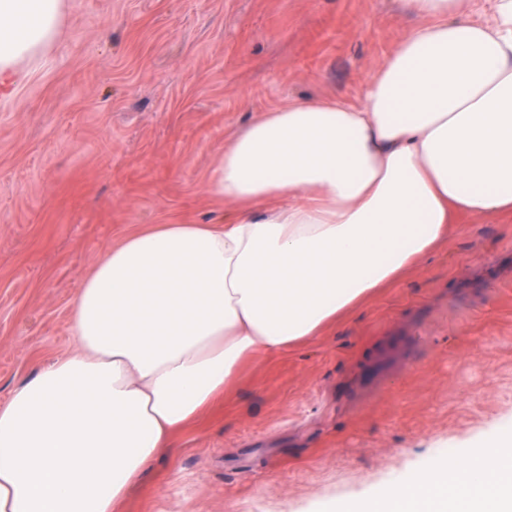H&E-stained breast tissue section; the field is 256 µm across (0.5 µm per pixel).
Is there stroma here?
I'll list each match as a JSON object with an SVG mask.
<instances>
[{"mask_svg": "<svg viewBox=\"0 0 512 512\" xmlns=\"http://www.w3.org/2000/svg\"><path fill=\"white\" fill-rule=\"evenodd\" d=\"M401 0H64L0 99V404L70 351L82 276L126 235L217 224L207 185L260 113L360 98ZM512 426V221L462 217L400 281L174 439L125 512H332Z\"/></svg>", "mask_w": 512, "mask_h": 512, "instance_id": "stroma-1", "label": "stroma"}]
</instances>
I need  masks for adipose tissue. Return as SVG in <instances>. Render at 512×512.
<instances>
[{
  "mask_svg": "<svg viewBox=\"0 0 512 512\" xmlns=\"http://www.w3.org/2000/svg\"><path fill=\"white\" fill-rule=\"evenodd\" d=\"M404 0L419 25L361 104L304 99L225 144L221 224L126 236L82 278L74 350L0 405V512H121L130 487L255 354L321 335L463 215L512 217V0ZM62 0H0V92ZM481 479L471 489V479ZM344 512H512V429Z\"/></svg>",
  "mask_w": 512,
  "mask_h": 512,
  "instance_id": "adipose-tissue-1",
  "label": "adipose tissue"
}]
</instances>
